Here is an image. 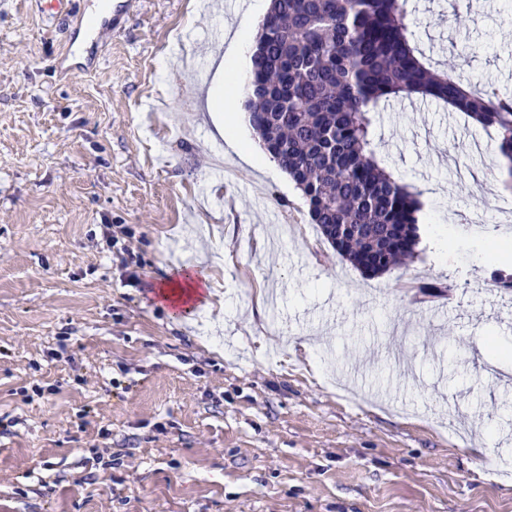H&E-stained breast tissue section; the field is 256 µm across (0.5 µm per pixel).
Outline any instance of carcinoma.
<instances>
[{
    "mask_svg": "<svg viewBox=\"0 0 512 512\" xmlns=\"http://www.w3.org/2000/svg\"><path fill=\"white\" fill-rule=\"evenodd\" d=\"M413 13L409 0H272L251 58L252 128L324 240L368 277L412 260L420 239L419 192L373 147L391 100L425 96L494 130L512 176V98L436 69Z\"/></svg>",
    "mask_w": 512,
    "mask_h": 512,
    "instance_id": "carcinoma-1",
    "label": "carcinoma"
}]
</instances>
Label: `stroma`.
<instances>
[{
    "label": "stroma",
    "instance_id": "stroma-1",
    "mask_svg": "<svg viewBox=\"0 0 512 512\" xmlns=\"http://www.w3.org/2000/svg\"><path fill=\"white\" fill-rule=\"evenodd\" d=\"M105 3L0 0V512H512L496 133L428 100L376 116L377 158L435 191L416 257L369 278L284 171L209 136L184 60L240 19L132 0L96 67L58 74ZM412 6L437 68L512 94V0ZM184 266L222 304L174 313Z\"/></svg>",
    "mask_w": 512,
    "mask_h": 512
}]
</instances>
